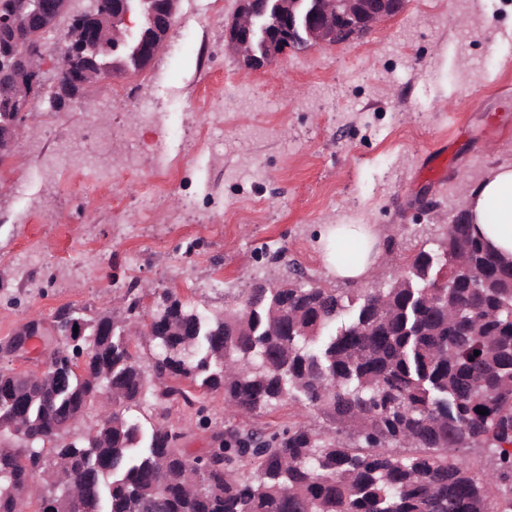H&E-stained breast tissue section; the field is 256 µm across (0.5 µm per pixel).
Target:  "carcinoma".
<instances>
[{
  "label": "carcinoma",
  "instance_id": "1",
  "mask_svg": "<svg viewBox=\"0 0 512 512\" xmlns=\"http://www.w3.org/2000/svg\"><path fill=\"white\" fill-rule=\"evenodd\" d=\"M442 247L481 279L440 286L442 266L422 250L387 287L346 294L304 284L275 254L287 275L254 283L222 314L165 291L152 318L167 327L149 337L146 367L132 335L143 295L130 281L112 330L95 333L104 314L83 316L82 368L66 341L40 374L0 369V424L20 400L26 422L22 447L0 445V512H21L17 493L34 479L23 462L41 456L39 512L66 508L91 473V512H512V261L473 234L464 210ZM170 378L223 391L231 417L287 399L327 426L227 428L214 436L223 458L200 471L184 432L147 434L127 415L149 394L207 419L204 401ZM93 410L83 433L64 429L44 447Z\"/></svg>",
  "mask_w": 512,
  "mask_h": 512
}]
</instances>
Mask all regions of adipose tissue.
Instances as JSON below:
<instances>
[{
    "label": "adipose tissue",
    "instance_id": "obj_1",
    "mask_svg": "<svg viewBox=\"0 0 512 512\" xmlns=\"http://www.w3.org/2000/svg\"><path fill=\"white\" fill-rule=\"evenodd\" d=\"M473 231L501 256L512 258V165L493 169L463 198ZM325 261L339 279L359 280L380 261L378 232L370 224H337L321 237Z\"/></svg>",
    "mask_w": 512,
    "mask_h": 512
}]
</instances>
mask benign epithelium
Listing matches in <instances>:
<instances>
[{
  "label": "benign epithelium",
  "instance_id": "obj_1",
  "mask_svg": "<svg viewBox=\"0 0 512 512\" xmlns=\"http://www.w3.org/2000/svg\"><path fill=\"white\" fill-rule=\"evenodd\" d=\"M281 5L279 18L272 28H262L265 57L250 60L246 49L256 33V18L267 0H236V8L224 22L225 47L237 54L240 65L249 73L262 71L292 48L296 31V7L300 0H277ZM316 7L305 20L312 46L321 47L348 42L363 36L382 22L400 15L407 0H315ZM137 14L147 20V28L133 47L132 56L149 67L163 51L176 14V0H110L107 10L72 11V0H11L9 12L0 14V31L13 35L10 56L0 54V97L11 103L9 112L0 115V158L18 162L16 143L29 127V109L34 96L56 93L59 82L47 84L42 78L46 58L44 36L57 29L61 20L70 17L60 54L70 62L66 67L71 84L79 89L70 105L80 103L84 95L105 80L123 82L133 78L128 68L116 71L112 61L105 59L110 48L109 35L125 41L130 18ZM83 323L73 317V309L59 307L51 322L31 320L10 344L13 354L26 351L28 342L37 336L56 337L61 334L83 335Z\"/></svg>",
  "mask_w": 512,
  "mask_h": 512
}]
</instances>
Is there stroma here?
<instances>
[{"label":"stroma","mask_w":512,"mask_h":512,"mask_svg":"<svg viewBox=\"0 0 512 512\" xmlns=\"http://www.w3.org/2000/svg\"><path fill=\"white\" fill-rule=\"evenodd\" d=\"M235 0H180L166 47L143 77L127 82L125 106L108 107L102 82L81 109L44 119L32 112L4 170L0 195V368L41 372L50 351L33 342L27 361L7 351L30 319L50 321L68 305L94 315L123 303L129 281L167 290L216 315L237 307L257 281L283 274L280 251L307 284L342 291L319 240L331 224H373L395 265H378L366 288H383L419 251L442 256L440 225L492 169L512 163V0H408L405 11L362 39L288 50L271 68L246 73L224 44ZM172 104L185 136L168 146L173 166L154 171L153 143L164 129L139 125L138 108ZM111 129L96 159L102 179L82 191L64 182V144L88 149L91 117ZM446 152L448 171L426 169ZM207 422L193 408L144 402L145 424L182 429L188 455L213 436L323 421L283 402L259 417L232 420L223 392L204 396Z\"/></svg>","instance_id":"stroma-1"}]
</instances>
